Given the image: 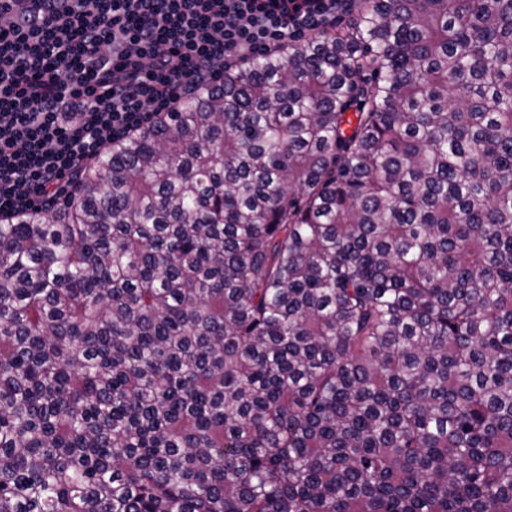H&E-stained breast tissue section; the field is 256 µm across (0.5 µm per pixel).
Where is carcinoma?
<instances>
[{"mask_svg":"<svg viewBox=\"0 0 512 512\" xmlns=\"http://www.w3.org/2000/svg\"><path fill=\"white\" fill-rule=\"evenodd\" d=\"M0 223V512H512V0H359Z\"/></svg>","mask_w":512,"mask_h":512,"instance_id":"cac0c4a2","label":"carcinoma"}]
</instances>
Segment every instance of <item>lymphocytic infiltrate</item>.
Segmentation results:
<instances>
[{"label": "lymphocytic infiltrate", "mask_w": 512, "mask_h": 512, "mask_svg": "<svg viewBox=\"0 0 512 512\" xmlns=\"http://www.w3.org/2000/svg\"><path fill=\"white\" fill-rule=\"evenodd\" d=\"M354 0H7L0 216L52 210L109 144L217 87L228 62L333 28Z\"/></svg>", "instance_id": "f902f5d3"}]
</instances>
